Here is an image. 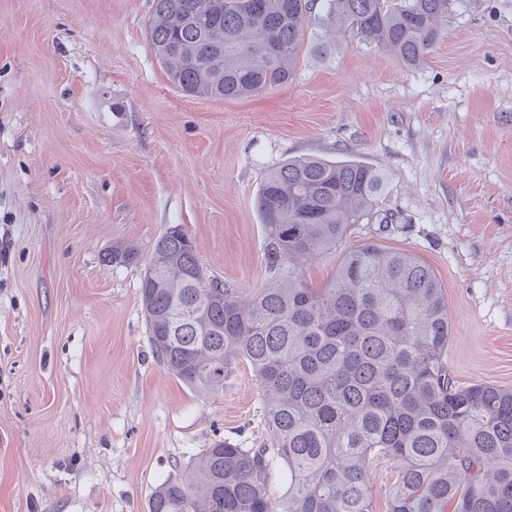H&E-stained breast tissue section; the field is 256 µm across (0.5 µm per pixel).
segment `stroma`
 Masks as SVG:
<instances>
[{
  "label": "stroma",
  "instance_id": "stroma-1",
  "mask_svg": "<svg viewBox=\"0 0 512 512\" xmlns=\"http://www.w3.org/2000/svg\"><path fill=\"white\" fill-rule=\"evenodd\" d=\"M152 0H0V512H149L217 439L265 442L236 363L201 396L168 373L139 294L182 225L207 274L271 282L256 208L291 157L386 174L385 224L350 243L417 254L448 300V369L512 388V0H462L424 63L305 28L288 84L183 96L148 36ZM140 262L112 265L115 245Z\"/></svg>",
  "mask_w": 512,
  "mask_h": 512
}]
</instances>
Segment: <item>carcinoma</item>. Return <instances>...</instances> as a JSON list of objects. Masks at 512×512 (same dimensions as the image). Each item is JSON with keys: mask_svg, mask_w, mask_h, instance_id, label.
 <instances>
[{"mask_svg": "<svg viewBox=\"0 0 512 512\" xmlns=\"http://www.w3.org/2000/svg\"><path fill=\"white\" fill-rule=\"evenodd\" d=\"M454 0H152L149 38L187 97L237 99L288 83L312 8L327 26L418 68ZM386 176L356 159L298 157L263 178L257 211L273 283L244 300L209 279L180 224L156 240L140 283L149 342L193 390L224 389L248 363L261 448L217 440L154 490L149 512H374L370 462L392 466L387 512H512V389L448 371V301L417 255L369 243L314 288L301 260L336 251L381 215ZM139 261L115 245L112 263ZM279 463L288 483L271 501Z\"/></svg>", "mask_w": 512, "mask_h": 512, "instance_id": "carcinoma-1", "label": "carcinoma"}]
</instances>
